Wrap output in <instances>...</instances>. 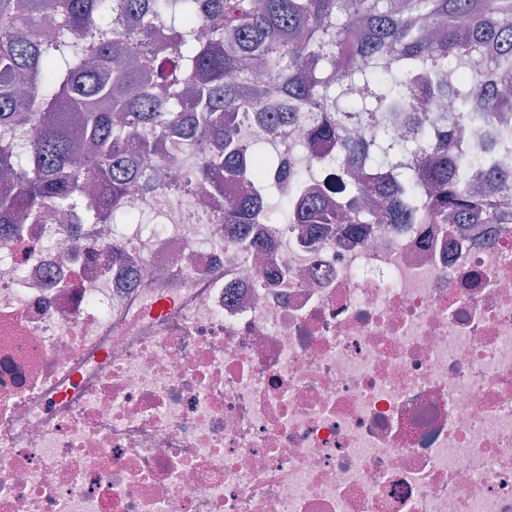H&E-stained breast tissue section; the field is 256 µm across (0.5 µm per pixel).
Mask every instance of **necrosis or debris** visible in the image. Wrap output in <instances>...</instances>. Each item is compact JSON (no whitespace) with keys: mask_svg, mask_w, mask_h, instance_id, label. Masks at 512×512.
<instances>
[{"mask_svg":"<svg viewBox=\"0 0 512 512\" xmlns=\"http://www.w3.org/2000/svg\"><path fill=\"white\" fill-rule=\"evenodd\" d=\"M239 118L284 186L343 156ZM465 147L498 196L512 136ZM123 204L166 222L0 236V512H512V223L244 246L175 178Z\"/></svg>","mask_w":512,"mask_h":512,"instance_id":"necrosis-or-debris-1","label":"necrosis or debris"}]
</instances>
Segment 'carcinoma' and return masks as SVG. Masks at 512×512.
<instances>
[{"label": "carcinoma", "instance_id": "1", "mask_svg": "<svg viewBox=\"0 0 512 512\" xmlns=\"http://www.w3.org/2000/svg\"><path fill=\"white\" fill-rule=\"evenodd\" d=\"M468 83L512 84V0H0V171L14 176L0 224L75 208L88 224L113 223L130 186L154 188L152 163L129 151L174 134L166 161L183 189L224 198V223L243 240L257 210L271 220L266 191L284 195L269 157L239 163L238 113L256 110L312 138L358 132L344 159L353 199L340 210L325 193L286 198L285 224H501L512 186L469 192L460 138L478 121L509 133L512 98L498 92L479 109ZM397 104L402 138L379 118ZM438 104L454 133L432 131ZM434 145L431 190L412 203L415 163ZM366 153L394 181L358 167Z\"/></svg>", "mask_w": 512, "mask_h": 512}]
</instances>
